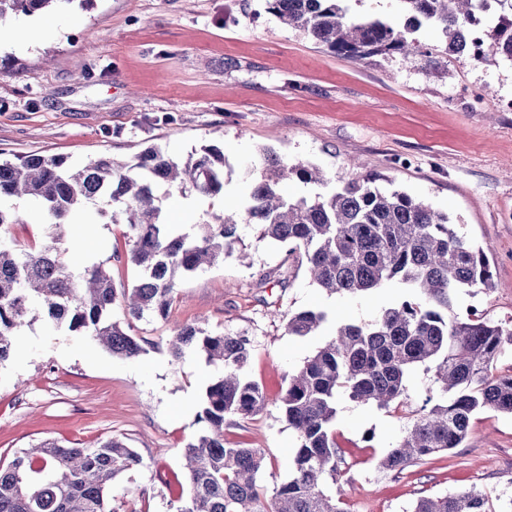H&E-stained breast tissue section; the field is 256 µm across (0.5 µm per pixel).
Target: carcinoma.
Returning a JSON list of instances; mask_svg holds the SVG:
<instances>
[{"mask_svg":"<svg viewBox=\"0 0 512 512\" xmlns=\"http://www.w3.org/2000/svg\"><path fill=\"white\" fill-rule=\"evenodd\" d=\"M93 0H0V20L33 16L61 4ZM350 0H266V10L330 52L354 61L396 55L417 59L429 74L442 58L469 54L479 38L482 62L512 60V0H393L390 15H359ZM435 30L443 46L416 34ZM261 178L251 183L231 214L210 216L178 234L161 220L164 195L178 191L201 199L224 195V151L215 146L175 162L149 147L130 162L101 154L82 164L31 154L0 159V363L16 352V336L38 320L87 334L114 356L143 352L137 338L110 318L121 304L127 325L165 320L184 275L213 266L256 224L262 238L288 247L312 283L332 294L362 295L392 285L399 300L367 322H338L333 337L289 375L279 399L294 432L288 476L265 495L266 453L227 439L224 425L248 419L267 405L263 387L244 367L252 353L245 336L175 327L168 351L176 362L195 350L222 375L207 386L199 421L202 433L185 448V496L177 512H348L343 498L327 493L341 458L332 432L342 394L381 410H399L412 375L433 373L425 404L380 458L378 467L400 473L440 452L460 447L471 420L483 410L512 415V373H494L512 348V320L471 311L455 314L458 294L495 287L489 257L448 214L398 189L378 185L367 172L335 179L303 162L264 149ZM296 179L310 187L288 194ZM33 202L46 243L19 251L9 226L21 224L15 200ZM126 224L132 231L127 262L138 283L118 288L102 263L70 270L60 244L67 224ZM328 313L309 308L288 318V334L313 336ZM142 463L124 442L110 437L93 448L43 440L14 453L0 467V512H116L112 482ZM413 512H494L477 490L423 497Z\"/></svg>","mask_w":512,"mask_h":512,"instance_id":"obj_1","label":"carcinoma"}]
</instances>
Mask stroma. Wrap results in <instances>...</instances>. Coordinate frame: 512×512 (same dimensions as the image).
Wrapping results in <instances>:
<instances>
[{"mask_svg":"<svg viewBox=\"0 0 512 512\" xmlns=\"http://www.w3.org/2000/svg\"><path fill=\"white\" fill-rule=\"evenodd\" d=\"M0 47V154L32 153L72 163L109 154L131 159L155 146L174 160L208 145L224 151V197L200 208L172 193L164 219L180 230L207 210H233L259 150L314 165L328 176L360 172L387 178L464 225L487 246L495 286L461 294L496 320L512 319V61L450 59L430 75L419 62H355L328 51L265 10V0H94L49 15L12 16ZM223 262L179 284L168 319L134 323L140 356H112L89 336L43 322L24 328L19 351L0 364V462L44 439L92 448L117 437L142 458L112 484L120 512H176L185 487L182 452L202 431L208 384L219 371L196 354L172 361L176 325L245 336V369L268 403L225 426L229 440L265 449L275 477L288 472L294 434L278 399L289 373L334 329L292 336L293 313L311 307L364 322L392 303V288L359 296L327 294L288 262L256 226L241 233ZM124 224L67 228L72 268L104 261L116 286L136 272ZM429 374L416 372L402 411L342 399L334 423L343 461L329 492H344L350 512H412L419 498L477 489L497 512L512 503V416L482 411L462 447L393 475L379 469L385 448L422 406Z\"/></svg>","mask_w":512,"mask_h":512,"instance_id":"1","label":"stroma"}]
</instances>
